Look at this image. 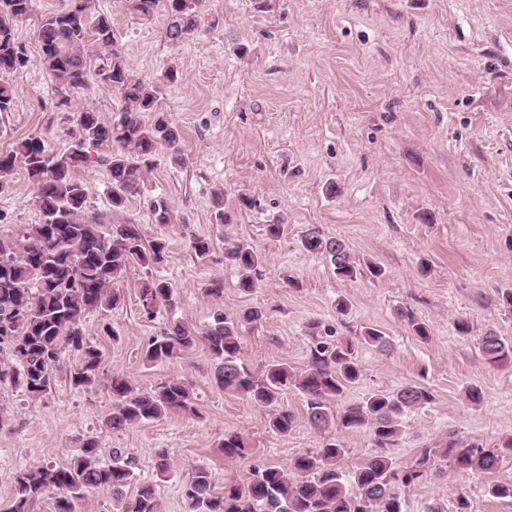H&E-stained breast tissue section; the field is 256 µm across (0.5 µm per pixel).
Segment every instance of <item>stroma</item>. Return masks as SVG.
Returning <instances> with one entry per match:
<instances>
[{
    "mask_svg": "<svg viewBox=\"0 0 512 512\" xmlns=\"http://www.w3.org/2000/svg\"><path fill=\"white\" fill-rule=\"evenodd\" d=\"M59 0H36L16 27L31 65L0 75L15 89L12 112L0 115V153L38 135L63 149L74 129L73 112L91 107L102 118L120 110L116 92L90 83L62 105L55 85L38 65L37 31ZM112 22L117 48L135 73L159 85V103L182 131L181 155L160 153L141 196L113 210L106 165L79 172L88 213L104 226L140 225L145 238L165 239L169 261L160 277L174 287L171 307L147 315L133 288L142 268L127 271L116 286L119 308L86 319L87 339L101 352L95 383L77 387L70 373L80 356L66 352L51 390L33 397L0 384V508L13 495L14 476L31 466H62L79 438L95 437L102 459L119 448L138 460L126 488L155 484L162 512H184L183 484L193 468L210 469L217 482L244 477L253 466L288 468L324 432L306 418L295 390L281 400L297 417L288 436L273 432L265 411L224 391L216 362L204 345L170 363H144L142 350L170 321L204 331L216 314L262 310L244 330L240 357L254 366L278 361L303 369L309 361L311 322L336 338L372 326L390 345L360 347V381L332 401L334 412L374 391L425 385L432 402L411 414L392 455L407 463L448 432L475 438L504 453L495 481L512 482V365L487 363L482 336L512 340V0H204L206 28L173 45L167 19L144 22L121 0H94ZM177 64L180 81L161 75ZM335 196H328V185ZM223 190L232 224L211 219V198ZM255 206L237 209L239 193ZM34 187L16 168L11 190L0 196L10 219L0 237L17 238L39 223ZM164 200L173 221L155 223L150 204ZM282 218L279 237L265 224ZM341 240L357 259L380 266L379 277H336L328 260L307 252L308 230ZM212 239L214 251L198 260L190 235ZM247 240L264 255L263 286L241 293L224 265L226 239ZM292 276L294 286L283 282ZM222 281L221 296L208 295ZM349 304L336 314L337 298ZM426 324L428 340L407 321ZM467 319L471 331L458 334ZM118 331L112 340L107 328ZM121 376L147 391L162 378H186L193 414L171 412L121 431L105 424L112 411L110 381ZM483 391L471 404L465 391ZM240 432L254 451L228 459L225 433ZM168 452L170 476L159 480L155 453ZM464 493L471 512H512V500L490 495L485 478L448 463L406 493L407 512L452 505Z\"/></svg>",
    "mask_w": 512,
    "mask_h": 512,
    "instance_id": "stroma-1",
    "label": "stroma"
}]
</instances>
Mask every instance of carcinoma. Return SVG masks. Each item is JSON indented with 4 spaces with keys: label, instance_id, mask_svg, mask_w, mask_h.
<instances>
[{
    "label": "carcinoma",
    "instance_id": "carcinoma-1",
    "mask_svg": "<svg viewBox=\"0 0 512 512\" xmlns=\"http://www.w3.org/2000/svg\"><path fill=\"white\" fill-rule=\"evenodd\" d=\"M203 0H124L126 10L150 22L158 8L167 18L166 37L182 43L194 38L202 23ZM34 0H0V73L26 69L31 59L15 37V26L33 11ZM39 64L65 96L88 85L89 78L116 92L121 109L112 121L93 109L76 110L69 147L50 152L36 135L17 142L0 153V194L9 191L15 169L23 166L35 189L34 202L41 221L24 232L21 242L0 240V345H8L14 363L0 367V382H10L32 396L51 389L53 371L68 349L81 354V363L70 372L71 382L84 386L95 381L101 355L87 339L85 317L93 311L113 310L121 301L112 285L127 270L140 267L144 277L134 284L146 312L161 305L173 307L170 282L153 276V270L168 262L165 243L144 242L138 224H117L110 231L86 213L87 192L78 172L96 161L111 175L109 198L121 209L141 195L149 174L157 166L163 148L179 152L181 132L159 105L156 85L138 77L126 58L115 49L109 18L92 9V0H63L61 9L47 16L38 29ZM109 152L90 159L93 149ZM213 223L226 226L231 217L224 211V193L212 202ZM303 247L328 258L336 276L352 280L361 270L378 276L381 269L362 266L339 240L326 239L312 230L304 235ZM189 246L199 259L207 258L212 240L193 235ZM265 258L245 242L224 249V265L237 273V287L251 293L262 287ZM263 313L250 308L238 316L219 313L199 333L173 320L162 335L152 339L143 354L147 363L169 362L197 344H204L217 361L215 379L225 391L241 396L255 407L270 410L269 426L288 435L297 423L294 413L280 406L282 395L295 389L305 398L311 426L327 431L333 426L349 433L370 430L375 451L354 470L342 463L349 454L345 442L334 436L318 448L297 455L290 470L255 466L240 483H226L215 491L212 472L194 468L184 483L186 512H406L399 489L415 485L440 463L485 476L498 469L501 451L482 443L449 434L448 441L425 448L412 462L401 465L389 452L404 432L405 420L433 400L424 386L408 384L395 393L372 392L362 401L333 414L330 402L341 397L362 376L356 359L357 345L382 350L386 336L373 327L343 342L330 340L332 330L313 337L307 368L298 372L286 363L253 368L242 362V327L261 320ZM480 349L490 364H512V342L488 333ZM112 413L106 426L121 431L143 421L159 419L169 412L195 411L193 390L186 379L167 377L152 390L136 389L129 380L114 377L110 383ZM227 458H244L252 446L241 433H226L221 443ZM138 467L136 457L115 448L105 462L98 441L79 439V452L65 466H41L20 470L7 512H31L32 503L48 491H58L54 512H77L84 492H112L116 512H160L152 484L142 485L135 496L125 488Z\"/></svg>",
    "mask_w": 512,
    "mask_h": 512
}]
</instances>
